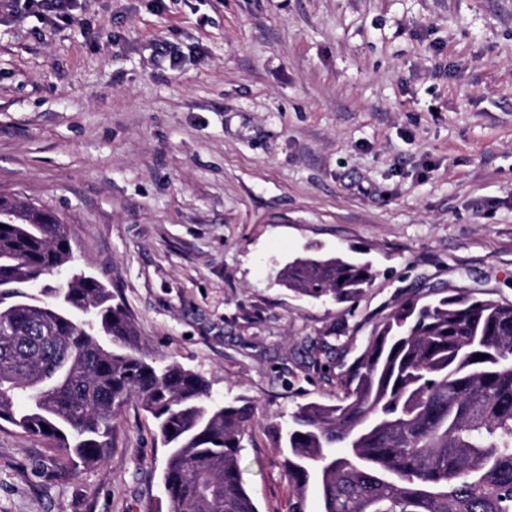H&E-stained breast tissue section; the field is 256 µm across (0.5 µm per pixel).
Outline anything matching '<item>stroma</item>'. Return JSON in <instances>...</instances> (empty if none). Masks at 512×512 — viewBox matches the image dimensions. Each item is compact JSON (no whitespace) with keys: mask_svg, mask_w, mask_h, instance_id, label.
<instances>
[{"mask_svg":"<svg viewBox=\"0 0 512 512\" xmlns=\"http://www.w3.org/2000/svg\"><path fill=\"white\" fill-rule=\"evenodd\" d=\"M0 193L56 211L74 265L145 351L256 406L260 512L293 488L270 424L331 402L372 328L449 288L512 302V0H79L0 7ZM370 263L356 301L278 271ZM101 464L60 476L0 430V512H145L164 450L128 402ZM74 0H12L13 7L20 6L21 9L38 16L43 22L59 25L60 23L72 20ZM373 279L374 273L367 263L316 251L297 255L279 272V281L288 290L336 303L355 301L371 286Z\"/></svg>","mask_w":512,"mask_h":512,"instance_id":"1","label":"stroma"}]
</instances>
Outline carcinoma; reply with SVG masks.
<instances>
[{
	"label": "carcinoma",
	"mask_w": 512,
	"mask_h": 512,
	"mask_svg": "<svg viewBox=\"0 0 512 512\" xmlns=\"http://www.w3.org/2000/svg\"><path fill=\"white\" fill-rule=\"evenodd\" d=\"M0 423L42 441L64 472L100 463L113 420L137 399L166 449L169 491L148 512H259L239 466L254 405L218 399L202 375L143 351L126 309L73 272L52 210L0 195ZM371 266L307 251L280 270L288 290L353 302ZM486 358L478 360L476 356ZM307 512H512V303L448 289L400 302L371 331L332 403H299L273 426Z\"/></svg>",
	"instance_id": "obj_1"
}]
</instances>
